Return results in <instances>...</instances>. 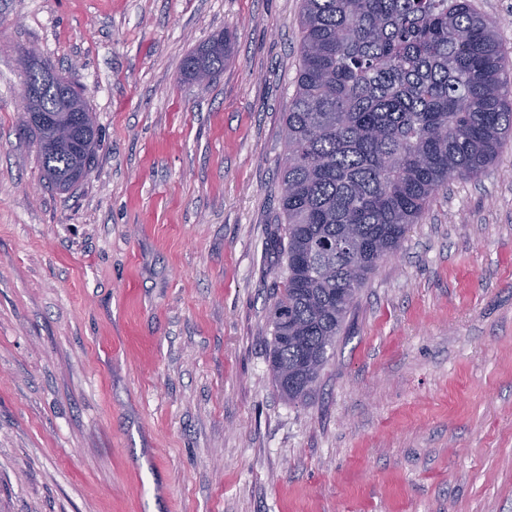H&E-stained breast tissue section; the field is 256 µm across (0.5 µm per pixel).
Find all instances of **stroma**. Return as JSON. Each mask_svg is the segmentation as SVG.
Instances as JSON below:
<instances>
[{
    "instance_id": "1",
    "label": "stroma",
    "mask_w": 512,
    "mask_h": 512,
    "mask_svg": "<svg viewBox=\"0 0 512 512\" xmlns=\"http://www.w3.org/2000/svg\"><path fill=\"white\" fill-rule=\"evenodd\" d=\"M300 10L0 0V512H512V138L379 264L307 400L275 386ZM32 48L96 114L67 191L23 122ZM230 52L229 42L224 38H218L203 44L191 52L183 62V80L194 85L197 82L200 73H206L209 77L205 89L213 83L214 80L224 70V60Z\"/></svg>"
}]
</instances>
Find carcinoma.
<instances>
[{
	"instance_id": "carcinoma-1",
	"label": "carcinoma",
	"mask_w": 512,
	"mask_h": 512,
	"mask_svg": "<svg viewBox=\"0 0 512 512\" xmlns=\"http://www.w3.org/2000/svg\"><path fill=\"white\" fill-rule=\"evenodd\" d=\"M300 29L269 354L290 402L311 394L360 288L434 195L484 170L512 134V63L472 0H302ZM229 52L221 38L196 48L184 82L213 83ZM34 131L48 179L79 183L93 154Z\"/></svg>"
}]
</instances>
